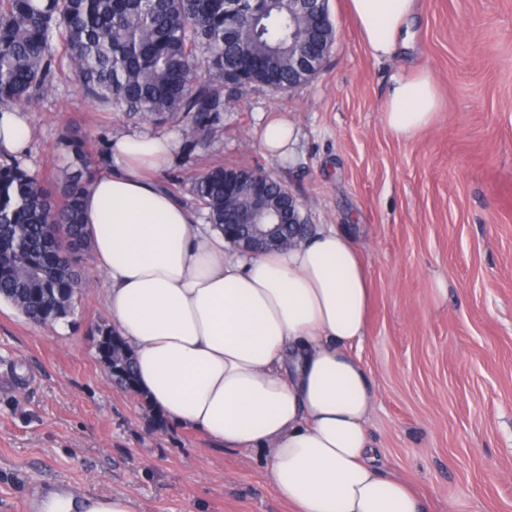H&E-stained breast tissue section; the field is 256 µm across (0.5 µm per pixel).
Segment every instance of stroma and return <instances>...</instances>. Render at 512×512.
I'll use <instances>...</instances> for the list:
<instances>
[{"label":"stroma","instance_id":"35a3bbf8","mask_svg":"<svg viewBox=\"0 0 512 512\" xmlns=\"http://www.w3.org/2000/svg\"><path fill=\"white\" fill-rule=\"evenodd\" d=\"M336 41L319 72L285 92H226L223 133L138 123L57 77L27 109L25 166L67 165L65 140L113 166L111 142L177 133L156 179L186 206L190 174L214 165L283 184L312 226L351 237L372 305L355 352L375 389L367 423L378 464L411 481L425 512H512V0H419L414 39L373 59L347 10L329 0ZM433 75L440 108L413 139L389 133L392 78ZM298 132L293 162L256 138L273 113ZM66 319L39 324L0 300V512H29L49 486L121 493L135 512H291L267 459L200 431L155 422L99 363L107 280L92 251Z\"/></svg>","mask_w":512,"mask_h":512}]
</instances>
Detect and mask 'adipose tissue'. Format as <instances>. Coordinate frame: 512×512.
I'll return each instance as SVG.
<instances>
[{"label":"adipose tissue","instance_id":"adipose-tissue-1","mask_svg":"<svg viewBox=\"0 0 512 512\" xmlns=\"http://www.w3.org/2000/svg\"><path fill=\"white\" fill-rule=\"evenodd\" d=\"M349 9L381 60L411 39L418 0H349ZM437 110L436 81L417 70L394 78L384 121L409 140ZM30 139L24 114L0 110V154L23 157ZM176 140H117L114 167L83 201L112 329L134 355L139 390L225 448L263 451L294 512H423L408 481L374 464L366 430L374 393L351 352L366 336L372 294L351 239L327 225L284 251L228 255L221 231L148 176L164 168ZM296 141L281 116L259 131L276 160H290ZM32 507L133 512L122 494L57 490Z\"/></svg>","mask_w":512,"mask_h":512}]
</instances>
